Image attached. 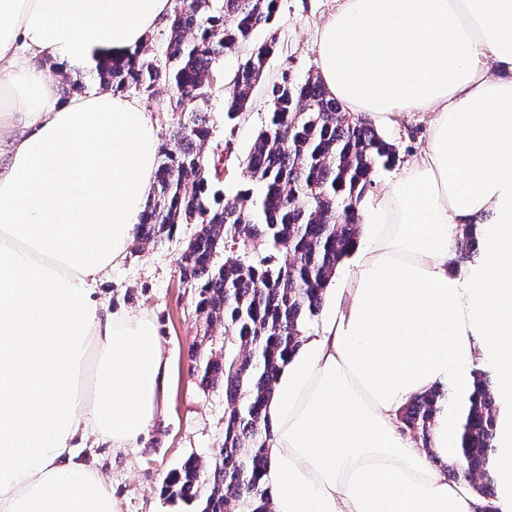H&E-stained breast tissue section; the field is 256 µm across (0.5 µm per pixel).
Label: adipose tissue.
<instances>
[{
  "instance_id": "1",
  "label": "adipose tissue",
  "mask_w": 512,
  "mask_h": 512,
  "mask_svg": "<svg viewBox=\"0 0 512 512\" xmlns=\"http://www.w3.org/2000/svg\"><path fill=\"white\" fill-rule=\"evenodd\" d=\"M173 0H0V512H121L77 440L135 446L162 409L153 319L109 309L157 170V128L112 91L60 98L49 63L121 57ZM344 111L429 114L426 147L357 203L366 225L268 406L273 512H479L449 480L448 419L410 397L493 360L512 392V0H339L317 40ZM500 75H493L491 65ZM483 258L450 260L467 227ZM444 401L442 387L412 397L399 413L402 431L421 442L425 448L429 447L438 418L445 411Z\"/></svg>"
}]
</instances>
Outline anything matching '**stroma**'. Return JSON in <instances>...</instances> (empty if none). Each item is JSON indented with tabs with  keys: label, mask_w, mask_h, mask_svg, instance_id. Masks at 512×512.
Returning a JSON list of instances; mask_svg holds the SVG:
<instances>
[{
	"label": "stroma",
	"mask_w": 512,
	"mask_h": 512,
	"mask_svg": "<svg viewBox=\"0 0 512 512\" xmlns=\"http://www.w3.org/2000/svg\"><path fill=\"white\" fill-rule=\"evenodd\" d=\"M336 6L337 0H280L273 28L276 50L268 59L263 84L252 92L246 115L236 124H227L223 96L211 101L213 136L232 143L230 167L236 170L268 119L267 84L285 73L298 81L317 73V35ZM427 127L425 116L411 113L381 128V135L395 146V166L406 164L421 151ZM395 166L378 167L374 185L389 178ZM197 230V225L182 224L173 242H148L129 250L125 262L98 287L97 297L103 304L143 313L155 321L170 365L162 411L135 447L116 453L94 436L86 438V462L111 484L121 512H191L182 501L164 499L162 484L188 456L208 462L224 439V390H202L192 375L193 354L202 333L194 312V291L180 284L177 271L178 245Z\"/></svg>",
	"instance_id": "35a3bbf8"
}]
</instances>
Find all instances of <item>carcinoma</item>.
Masks as SVG:
<instances>
[{
    "mask_svg": "<svg viewBox=\"0 0 512 512\" xmlns=\"http://www.w3.org/2000/svg\"><path fill=\"white\" fill-rule=\"evenodd\" d=\"M278 8V0H174L162 56L138 48L95 67L100 87L114 92L149 101L158 86L173 90L178 122L158 145L153 195L134 239L163 243L179 224L203 225L179 248L178 270L181 284L196 290L203 326L193 376L203 390L224 387V440L209 465L188 456L161 490L194 512H271L262 474L272 437L266 408L278 372L303 344L304 325L319 311L337 266L359 243L355 200L375 170L396 159L394 144L365 117L342 111L319 76L295 82L285 75L268 87V123L240 161L260 192L248 187L224 200L217 171L231 146L218 149L207 119L221 88L216 64L272 28ZM275 47L273 37L257 43L238 65L228 120L250 107ZM216 325L224 335L218 354L205 345ZM471 389L446 468L494 507L503 421L485 372L473 371ZM444 401L442 387L412 397L399 413L402 431L429 447Z\"/></svg>",
    "mask_w": 512,
    "mask_h": 512,
    "instance_id": "cac0c4a2",
    "label": "carcinoma"
}]
</instances>
